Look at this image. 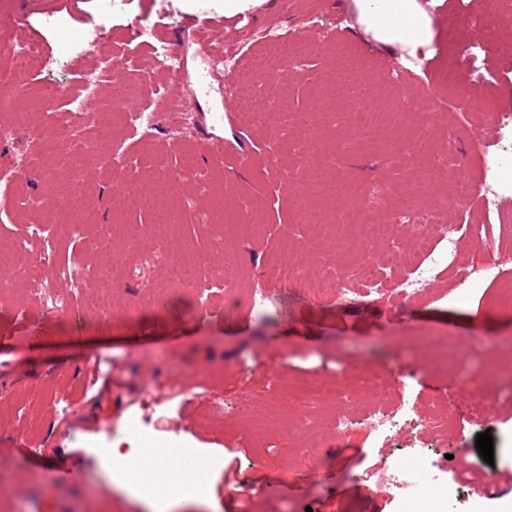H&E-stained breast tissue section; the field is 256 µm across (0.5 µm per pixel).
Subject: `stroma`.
Here are the masks:
<instances>
[{
	"instance_id": "stroma-1",
	"label": "stroma",
	"mask_w": 512,
	"mask_h": 512,
	"mask_svg": "<svg viewBox=\"0 0 512 512\" xmlns=\"http://www.w3.org/2000/svg\"><path fill=\"white\" fill-rule=\"evenodd\" d=\"M112 7L103 46L81 55L69 51L84 29ZM55 0H0V21L20 22L21 37L39 41L55 58L53 70L32 67L22 105L50 120L43 88L55 83L77 93L78 72L99 65L104 51L125 54L126 25L137 18L156 28L187 69L178 84L150 67L147 52L124 82V106L152 102L158 114L152 137L127 146L129 164L116 172L103 163L97 130L112 122L113 100L101 90L83 130L80 170H72L69 146L46 148L39 133L0 141L24 183L23 196L0 191V239L27 238L33 224L51 227L50 240L27 245L17 265L22 274L0 279V512H143L132 498L114 491L100 449L113 430L137 410L146 392L169 381L183 392L164 408L166 425L182 445L200 456L220 455L223 469L211 472L210 499L216 512H241L242 489L257 487L253 512H398L399 504L369 479L370 471L402 457L406 434L386 447H372L366 425L367 399L354 395L349 407L357 423L348 447L337 448L326 422L331 407L310 410V421L293 429L291 416L267 432L253 434L273 399L267 367L281 360L289 378L301 379L342 367L376 373L405 355L404 387L395 404L426 412L439 396L444 375L429 376L440 345L420 346L424 329L467 336L482 349L453 403L484 389V369L512 364V314L493 308L501 285L512 283V264L490 280L485 266L492 250L512 252V232L494 228L488 249L464 247L462 262L478 289L456 301V282L443 275L426 301L393 315L387 303L361 307L326 304V270L360 263L368 249L346 226L318 235L300 214L329 217L366 203L364 223L388 225L401 236L418 225V240L406 241L401 265L413 262L433 226L480 224L500 205L489 189L463 202L454 198L459 180L482 178L472 149L471 122L485 124L504 111V77H512V52L499 49L512 30V14L500 0H477L481 18L466 15L432 21L435 58L419 70L405 67L401 50L375 43L357 22L352 0H263L242 14L224 13V0H71L69 26L48 35L38 11ZM206 15L224 23V47L236 46L243 23L262 29L276 22L297 52L298 68L265 81L255 64L259 43L247 51L243 69L209 73V43L185 34L186 18ZM475 47L488 71L476 88L458 49ZM273 103L269 122L246 123L242 113ZM361 105L368 123L340 116ZM418 203L399 211L408 193ZM143 227L130 244L123 225ZM51 253L54 264L31 275L30 263ZM76 262L93 276L79 283L58 278L56 266ZM300 268L298 297L280 298L283 281L272 268ZM239 277L232 293L218 287L222 272ZM263 288L274 298L252 309L251 294ZM35 300L25 315L16 298ZM131 309L127 320L105 317L104 303ZM205 380L222 394L210 406L194 386ZM491 432L496 481L484 496L463 489L451 512H512V401L490 399L475 418H457L448 437L434 440L436 455H480L477 434ZM25 439L42 461L18 448Z\"/></svg>"
}]
</instances>
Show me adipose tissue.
Returning a JSON list of instances; mask_svg holds the SVG:
<instances>
[{"mask_svg":"<svg viewBox=\"0 0 512 512\" xmlns=\"http://www.w3.org/2000/svg\"><path fill=\"white\" fill-rule=\"evenodd\" d=\"M360 25L373 41L400 48L418 58L432 44L431 18L420 0H353ZM137 462L143 479L132 476L127 466ZM112 482L138 499L147 512H181L190 505L209 502L208 474L198 467L196 452L178 446L157 453L119 437L107 450Z\"/></svg>","mask_w":512,"mask_h":512,"instance_id":"obj_1","label":"adipose tissue"}]
</instances>
